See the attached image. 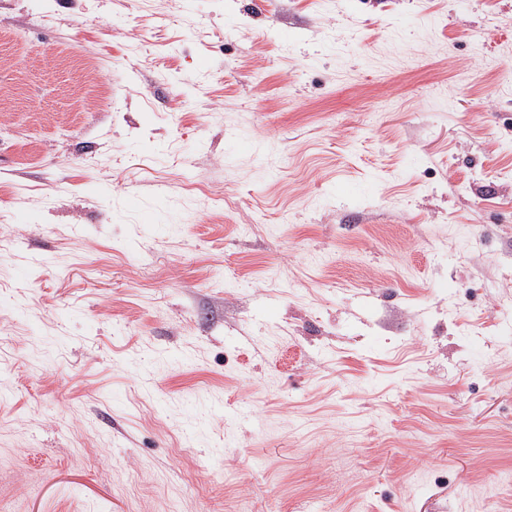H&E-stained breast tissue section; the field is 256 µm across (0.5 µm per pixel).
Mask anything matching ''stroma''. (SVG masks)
<instances>
[{"instance_id": "35a3bbf8", "label": "stroma", "mask_w": 512, "mask_h": 512, "mask_svg": "<svg viewBox=\"0 0 512 512\" xmlns=\"http://www.w3.org/2000/svg\"><path fill=\"white\" fill-rule=\"evenodd\" d=\"M0 512H512V0H0Z\"/></svg>"}]
</instances>
